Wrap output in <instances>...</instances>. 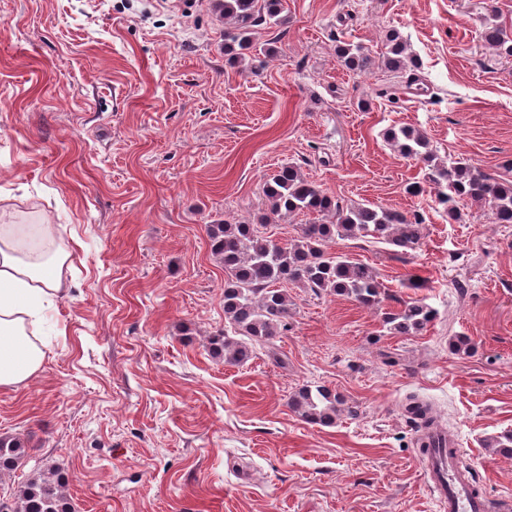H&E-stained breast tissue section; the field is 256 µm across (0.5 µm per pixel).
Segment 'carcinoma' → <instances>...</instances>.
Returning a JSON list of instances; mask_svg holds the SVG:
<instances>
[{
  "label": "carcinoma",
  "instance_id": "cac0c4a2",
  "mask_svg": "<svg viewBox=\"0 0 512 512\" xmlns=\"http://www.w3.org/2000/svg\"><path fill=\"white\" fill-rule=\"evenodd\" d=\"M216 8L228 22L224 41L238 45L245 55L252 45L254 28L280 25L284 19L281 0H216ZM485 46L512 56V33L499 24H487L481 34ZM337 54L351 70L365 71L375 60L359 45L342 43ZM381 67L405 73L421 68L409 53L406 40L398 32L387 36ZM384 139L408 157L421 161L431 180L445 190L437 202L449 219H459L458 205L471 202L490 208L497 224H512V179L492 176L461 161L447 164L437 155L424 134L413 127H390ZM269 213L259 224L230 223L206 225L212 254L224 265V319L229 328L209 337L213 357L232 366L248 362L254 348L273 343L288 328L292 301L285 284H293L314 295L346 296L364 307H378L386 292L376 273L346 255L326 251L330 240L340 238L378 239L393 247L396 255H406L420 247L422 219L417 214L382 207L342 206L293 165L282 166L263 185ZM300 214L332 216L326 224H301L299 236L281 244L267 233L272 218ZM436 318V311L421 299L402 303L400 309L385 313L383 327L395 336H416ZM298 417L311 425L331 426L344 412L353 413L345 400L325 386H303L288 400ZM503 455H512V431H504L486 441ZM27 456L23 440L0 437V470L12 471ZM14 512H72L65 477L53 473L28 479L15 493Z\"/></svg>",
  "mask_w": 512,
  "mask_h": 512
}]
</instances>
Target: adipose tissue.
<instances>
[{
    "label": "adipose tissue",
    "instance_id": "ef3b65f1",
    "mask_svg": "<svg viewBox=\"0 0 512 512\" xmlns=\"http://www.w3.org/2000/svg\"><path fill=\"white\" fill-rule=\"evenodd\" d=\"M73 249L56 243L49 224H0V387L41 370L45 352L35 327L64 289L62 271Z\"/></svg>",
    "mask_w": 512,
    "mask_h": 512
}]
</instances>
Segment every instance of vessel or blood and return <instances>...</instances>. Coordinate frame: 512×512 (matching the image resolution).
Returning a JSON list of instances; mask_svg holds the SVG:
<instances>
[{
  "label": "vessel or blood",
  "instance_id": "vessel-or-blood-1",
  "mask_svg": "<svg viewBox=\"0 0 512 512\" xmlns=\"http://www.w3.org/2000/svg\"><path fill=\"white\" fill-rule=\"evenodd\" d=\"M424 440L426 446L419 449L417 463L443 512H484V503L474 495L472 480L447 432L438 425H430L424 431Z\"/></svg>",
  "mask_w": 512,
  "mask_h": 512
}]
</instances>
